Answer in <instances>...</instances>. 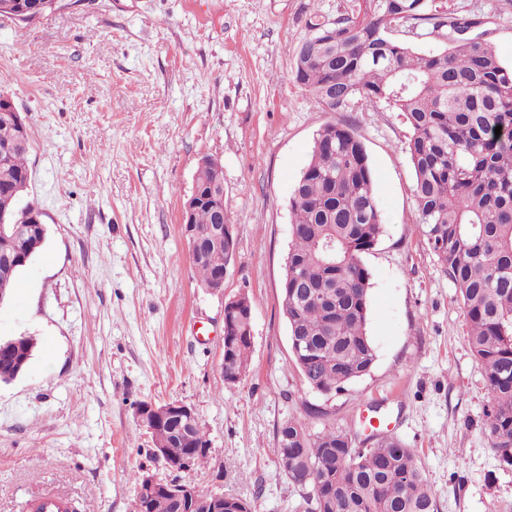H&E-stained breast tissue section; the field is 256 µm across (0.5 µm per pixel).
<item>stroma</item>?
<instances>
[{
    "instance_id": "obj_1",
    "label": "stroma",
    "mask_w": 512,
    "mask_h": 512,
    "mask_svg": "<svg viewBox=\"0 0 512 512\" xmlns=\"http://www.w3.org/2000/svg\"><path fill=\"white\" fill-rule=\"evenodd\" d=\"M346 0H59L32 23L0 16V93L30 129L45 243L0 304V339L36 340L0 382V512L52 492L73 512H131V471L170 473L137 419L143 402L191 406L209 434L189 481L296 512L276 429L320 409L367 447L368 427L414 450L439 512H512V467L484 431L488 391L458 290L414 222L409 127L386 104L349 117L365 146L384 234L370 273V373L324 395L303 381L281 310L291 190L316 132L338 121L295 83L309 18ZM479 18L512 64V0H436ZM224 171L236 239L224 289L199 288L182 234L198 162ZM253 304L249 368L224 384V303Z\"/></svg>"
}]
</instances>
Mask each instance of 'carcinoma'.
I'll return each instance as SVG.
<instances>
[{"instance_id":"1","label":"carcinoma","mask_w":512,"mask_h":512,"mask_svg":"<svg viewBox=\"0 0 512 512\" xmlns=\"http://www.w3.org/2000/svg\"><path fill=\"white\" fill-rule=\"evenodd\" d=\"M432 0H347L330 24L316 14L312 36L291 49L294 79L327 112L355 103H386L411 129L404 150L413 167L419 231L462 298L468 341L481 363L490 396L484 429L501 461L512 466V64L488 43L466 36L476 17H440ZM402 21L448 28V48L419 53L389 38ZM501 134L495 135V128ZM30 135L24 121L5 122L0 101V217L23 234L5 243L18 259L0 268V303L41 249L47 229L38 208L18 207L30 174ZM200 197L188 216L190 253L199 287L213 284L228 251L218 210L224 196L210 164L198 165ZM289 206L292 241L282 279V312L303 381L322 393L344 389L371 371L376 353L367 334L370 274L361 255L384 233L372 171L362 142L344 121L328 123L313 139L311 158L296 181ZM224 339V368L243 377L249 365L252 318L238 316ZM0 381L22 373L34 339L0 342ZM155 445L195 449L192 470L208 462L210 443L199 420H175L152 432ZM276 454L288 453V481L301 493L303 512H438L431 486L412 449L381 437L352 446L333 426L312 434L289 420L276 431ZM179 502L160 496L132 512H189L206 497L197 485Z\"/></svg>"}]
</instances>
